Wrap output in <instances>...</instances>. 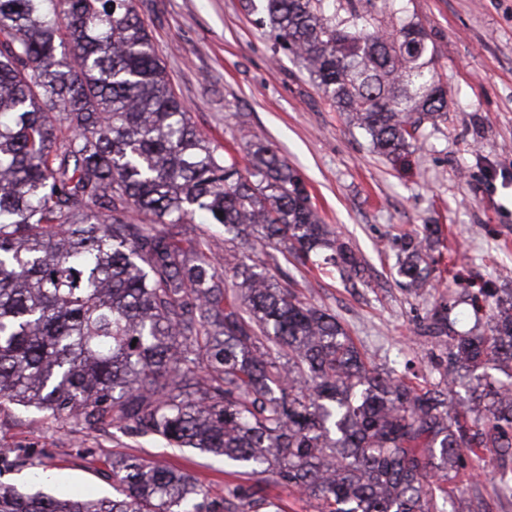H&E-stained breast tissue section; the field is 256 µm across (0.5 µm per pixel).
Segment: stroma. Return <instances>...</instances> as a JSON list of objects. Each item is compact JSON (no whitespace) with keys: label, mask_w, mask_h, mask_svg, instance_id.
Listing matches in <instances>:
<instances>
[{"label":"stroma","mask_w":512,"mask_h":512,"mask_svg":"<svg viewBox=\"0 0 512 512\" xmlns=\"http://www.w3.org/2000/svg\"><path fill=\"white\" fill-rule=\"evenodd\" d=\"M175 92L197 127L239 162L245 136L275 147L306 187L313 208L352 248L364 271L258 252L270 276L334 314L372 365L411 370L435 382L434 343L419 327L438 304L456 329L474 323L464 282L512 301V0H396L368 8L384 24L395 11L419 22L445 76L448 112L425 124L410 154L389 160L349 127L307 70L258 22L246 0H135ZM436 224L431 285L403 288L396 272L403 239ZM0 448L14 464L0 485L51 495L71 488L98 498L112 489V460L152 461L197 478L212 496L229 476L208 455L33 407L0 408ZM512 457L490 459L479 476L462 471L442 512H512L501 495Z\"/></svg>","instance_id":"stroma-1"}]
</instances>
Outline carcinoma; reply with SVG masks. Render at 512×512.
Instances as JSON below:
<instances>
[{
    "label": "carcinoma",
    "instance_id": "1",
    "mask_svg": "<svg viewBox=\"0 0 512 512\" xmlns=\"http://www.w3.org/2000/svg\"><path fill=\"white\" fill-rule=\"evenodd\" d=\"M263 2L262 24L378 153H405L448 112L413 20L386 29L357 0ZM198 212L359 272L277 149L251 142L242 168L197 129L133 0H0V407L130 428L251 480L214 498L119 458L117 496L0 486V512H285L269 475L315 512H440L465 452L512 455V304L475 336L434 309L424 333L448 366L422 389L370 366L328 310L252 255L227 261L221 287L206 231L186 248L160 228ZM435 232L405 247L404 287L429 284ZM458 365L482 370L483 408L451 407Z\"/></svg>",
    "mask_w": 512,
    "mask_h": 512
}]
</instances>
